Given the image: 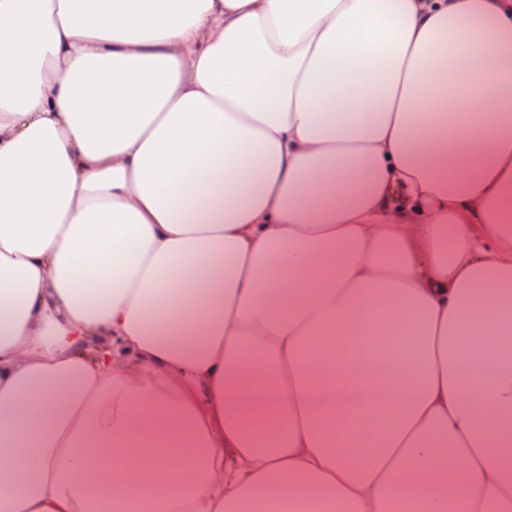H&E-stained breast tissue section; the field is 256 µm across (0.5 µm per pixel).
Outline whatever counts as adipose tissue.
Instances as JSON below:
<instances>
[{
    "instance_id": "1",
    "label": "adipose tissue",
    "mask_w": 512,
    "mask_h": 512,
    "mask_svg": "<svg viewBox=\"0 0 512 512\" xmlns=\"http://www.w3.org/2000/svg\"><path fill=\"white\" fill-rule=\"evenodd\" d=\"M512 512V0H0V512Z\"/></svg>"
}]
</instances>
